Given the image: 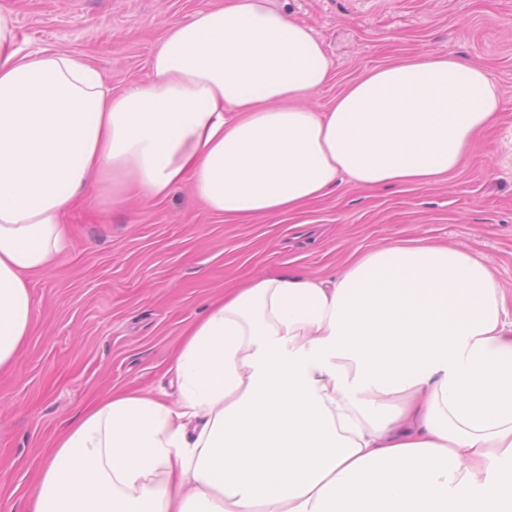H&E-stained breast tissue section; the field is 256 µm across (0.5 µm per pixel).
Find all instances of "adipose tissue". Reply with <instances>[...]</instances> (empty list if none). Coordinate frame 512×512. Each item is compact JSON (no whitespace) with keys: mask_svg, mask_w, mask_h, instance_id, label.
I'll use <instances>...</instances> for the list:
<instances>
[{"mask_svg":"<svg viewBox=\"0 0 512 512\" xmlns=\"http://www.w3.org/2000/svg\"><path fill=\"white\" fill-rule=\"evenodd\" d=\"M147 82L18 44L0 9V372L30 334V275L82 194L190 183L229 220L295 215L339 181L431 185L493 153L496 84L423 53L326 111L322 42L269 0L169 25ZM176 400L115 392L55 440L30 512H512V313L494 273L428 238L333 280L260 277L189 327Z\"/></svg>","mask_w":512,"mask_h":512,"instance_id":"obj_1","label":"adipose tissue"}]
</instances>
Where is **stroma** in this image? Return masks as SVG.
Here are the masks:
<instances>
[{
    "instance_id": "obj_1",
    "label": "stroma",
    "mask_w": 512,
    "mask_h": 512,
    "mask_svg": "<svg viewBox=\"0 0 512 512\" xmlns=\"http://www.w3.org/2000/svg\"><path fill=\"white\" fill-rule=\"evenodd\" d=\"M217 0H0L24 51L97 65L112 86L144 80L173 23ZM323 42L330 105L371 69L421 53L487 70L501 95L486 139L492 161L430 186L344 183L302 213L230 222L189 185L162 201H112L108 189L71 215L73 246L30 280L32 329L0 373V512H29L36 470L55 438L111 390L174 394L170 370L204 307L259 275L340 274L355 250L428 237L491 266L512 309V0H270Z\"/></svg>"
}]
</instances>
